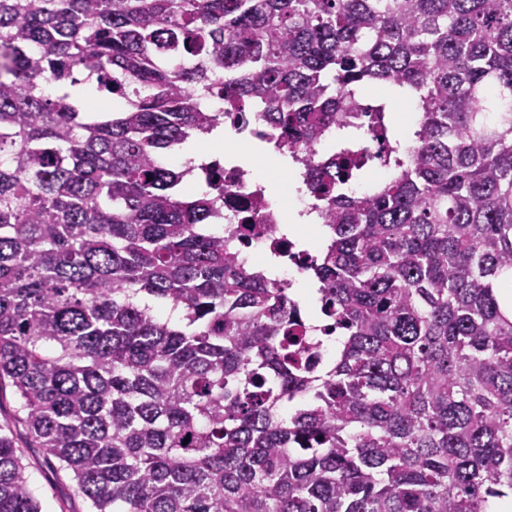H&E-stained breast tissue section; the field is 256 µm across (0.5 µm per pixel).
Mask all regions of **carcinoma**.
<instances>
[{
    "label": "carcinoma",
    "mask_w": 512,
    "mask_h": 512,
    "mask_svg": "<svg viewBox=\"0 0 512 512\" xmlns=\"http://www.w3.org/2000/svg\"><path fill=\"white\" fill-rule=\"evenodd\" d=\"M96 81L91 117L50 88ZM394 89L413 146L355 95ZM245 112L323 218L316 365L168 154ZM387 179L341 186L367 161ZM94 512H492L512 495V0H0V382ZM189 442H184V439ZM0 512H41L0 428Z\"/></svg>",
    "instance_id": "carcinoma-1"
}]
</instances>
